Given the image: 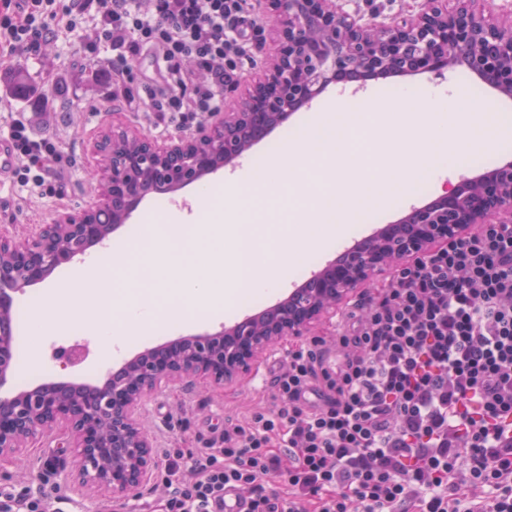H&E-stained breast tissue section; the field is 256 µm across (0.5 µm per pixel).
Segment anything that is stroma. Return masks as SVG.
<instances>
[{"label":"stroma","mask_w":512,"mask_h":512,"mask_svg":"<svg viewBox=\"0 0 512 512\" xmlns=\"http://www.w3.org/2000/svg\"><path fill=\"white\" fill-rule=\"evenodd\" d=\"M247 12L255 21L240 40L243 54L236 56L239 83H246L260 65L258 44L269 38V23L262 20V4L247 0ZM114 54L111 46L98 53L85 50L84 38L71 36L42 44L37 54H19L11 67L0 68V139L6 138L14 113H25L36 135L56 137L70 155L73 166L62 181L60 194L37 196L13 184L10 176L0 177V234L24 237L38 225L48 224L62 213L89 207L95 200L96 176L94 142L111 123L123 122L162 142L182 136V129L159 120L149 109L130 112L118 101H110L108 81ZM23 71L33 88L20 96L12 87L15 71ZM52 335L45 337L32 369L16 368L10 388L23 390L36 381L99 382L104 374L97 364L105 356L101 343L91 339L78 324L56 320ZM80 348L83 359L69 364L54 360L57 348ZM288 358L287 347L263 358L254 372L240 382L219 389L197 380L182 387L163 389L149 396L141 410L152 433L157 456L189 453L221 445L226 426L242 423L259 408L269 406V381L273 371ZM57 435L40 437L24 455L0 461V497L25 489L43 491L52 512H157L163 501L162 477H155L141 492L122 503L111 495H84L77 491L69 471L51 473L43 463L59 451Z\"/></svg>","instance_id":"1"}]
</instances>
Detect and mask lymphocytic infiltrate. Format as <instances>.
Masks as SVG:
<instances>
[{
  "label": "lymphocytic infiltrate",
  "mask_w": 512,
  "mask_h": 512,
  "mask_svg": "<svg viewBox=\"0 0 512 512\" xmlns=\"http://www.w3.org/2000/svg\"><path fill=\"white\" fill-rule=\"evenodd\" d=\"M246 0H0V65L42 41L94 27L121 62L153 50L160 85L139 92L128 71L112 85L132 110L149 106L185 127L218 111L234 70ZM209 76L192 94L184 58ZM11 178L55 193L47 171L71 157L10 123ZM273 405L226 428L219 448L168 459L163 512H211L234 491L247 512H512V224L399 266L332 340L288 351ZM284 488L267 491L268 479Z\"/></svg>",
  "instance_id": "obj_1"
}]
</instances>
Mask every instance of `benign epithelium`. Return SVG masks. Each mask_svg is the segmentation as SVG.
Returning <instances> with one entry per match:
<instances>
[{
	"label": "benign epithelium",
	"instance_id": "obj_1",
	"mask_svg": "<svg viewBox=\"0 0 512 512\" xmlns=\"http://www.w3.org/2000/svg\"><path fill=\"white\" fill-rule=\"evenodd\" d=\"M276 31L273 51L232 110L170 144L116 125L96 146L95 204L60 214L36 233L0 236V297L44 282L73 261L83 243L101 242L126 222L153 187L172 191L234 162L330 85L378 76L440 72L463 64L491 88L512 95V10L494 0H425L417 11L369 21L343 0H263ZM483 224H512V159L415 207L357 243L337 264L288 300L234 330L190 336L167 349H147L102 385H36L0 399V459L38 437L62 434L83 491L112 498L137 495L157 468L153 440L141 423L145 398L185 378L233 384L286 340H303L350 299L393 272ZM9 309L0 305V385L14 371Z\"/></svg>",
	"mask_w": 512,
	"mask_h": 512
}]
</instances>
